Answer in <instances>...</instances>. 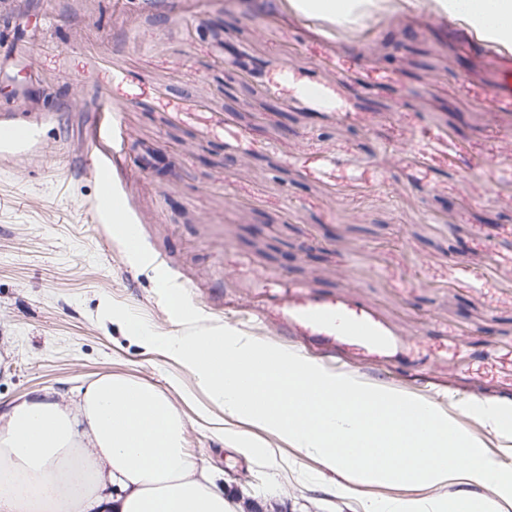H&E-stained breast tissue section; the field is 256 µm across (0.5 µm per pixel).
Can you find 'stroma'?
Listing matches in <instances>:
<instances>
[{
	"instance_id": "obj_1",
	"label": "stroma",
	"mask_w": 512,
	"mask_h": 512,
	"mask_svg": "<svg viewBox=\"0 0 512 512\" xmlns=\"http://www.w3.org/2000/svg\"><path fill=\"white\" fill-rule=\"evenodd\" d=\"M267 2L0 0V126L34 131L0 143V415L105 373L174 377L188 450L257 512L450 498L457 485L339 498L342 473L232 420L257 443L236 452L192 376L100 317L110 298L170 333L166 270L210 324L426 400L512 466V443L473 411L512 418V94L497 89L512 50L426 9L337 32ZM209 21L265 62L260 78L226 81ZM147 151L167 177L142 169ZM116 221L135 225L145 263Z\"/></svg>"
}]
</instances>
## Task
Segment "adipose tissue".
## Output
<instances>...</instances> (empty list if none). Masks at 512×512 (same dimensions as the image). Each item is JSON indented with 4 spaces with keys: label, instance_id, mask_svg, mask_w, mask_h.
<instances>
[{
    "label": "adipose tissue",
    "instance_id": "adipose-tissue-1",
    "mask_svg": "<svg viewBox=\"0 0 512 512\" xmlns=\"http://www.w3.org/2000/svg\"><path fill=\"white\" fill-rule=\"evenodd\" d=\"M340 27L426 8L512 44V0H283ZM166 389L107 373L72 396L34 392L0 419V512H241L186 447ZM364 512H496L467 498L369 499Z\"/></svg>",
    "mask_w": 512,
    "mask_h": 512
}]
</instances>
